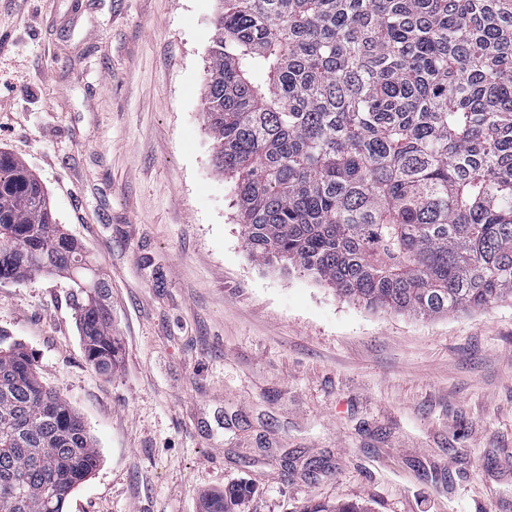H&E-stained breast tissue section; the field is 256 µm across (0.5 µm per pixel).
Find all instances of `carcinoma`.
Masks as SVG:
<instances>
[{
	"label": "carcinoma",
	"mask_w": 512,
	"mask_h": 512,
	"mask_svg": "<svg viewBox=\"0 0 512 512\" xmlns=\"http://www.w3.org/2000/svg\"><path fill=\"white\" fill-rule=\"evenodd\" d=\"M221 2L203 111L251 259L427 319L512 299V0ZM39 274L78 288L87 360L110 373V285L0 151V280ZM99 464L81 416L0 333V512H63ZM250 494L227 485L205 512Z\"/></svg>",
	"instance_id": "obj_1"
}]
</instances>
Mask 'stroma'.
<instances>
[{
	"instance_id": "obj_1",
	"label": "stroma",
	"mask_w": 512,
	"mask_h": 512,
	"mask_svg": "<svg viewBox=\"0 0 512 512\" xmlns=\"http://www.w3.org/2000/svg\"><path fill=\"white\" fill-rule=\"evenodd\" d=\"M218 0H0V150L111 284L88 362L71 282L0 280V330L101 463L64 512H512V300L421 319L250 258L203 114ZM251 488L247 485L232 484L224 486V492L210 496L205 504L204 512H235L233 506L251 494Z\"/></svg>"
}]
</instances>
